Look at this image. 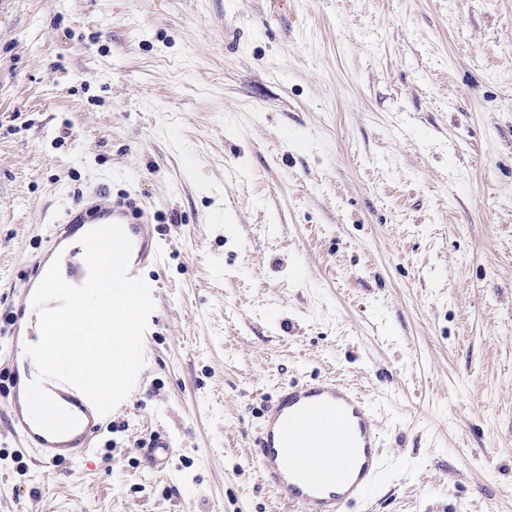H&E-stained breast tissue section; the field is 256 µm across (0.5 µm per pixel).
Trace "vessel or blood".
I'll use <instances>...</instances> for the list:
<instances>
[{"instance_id": "vessel-or-blood-1", "label": "vessel or blood", "mask_w": 512, "mask_h": 512, "mask_svg": "<svg viewBox=\"0 0 512 512\" xmlns=\"http://www.w3.org/2000/svg\"><path fill=\"white\" fill-rule=\"evenodd\" d=\"M121 224L132 243L130 276H145L159 260L154 243L155 228L147 209L133 198L105 203L100 192L89 195L66 220L53 224L45 252L34 263V272L17 301L18 314L8 325L12 352L19 355L25 345L39 339L38 317L32 296L53 259H60L67 282L79 285L88 277V267L79 248L64 249L74 227ZM37 376L35 362H28L24 375L9 382L8 422L21 447L32 449L40 462L55 465L86 457L105 418L75 387L55 380L44 381V389L79 424L73 430L51 435L32 421L25 398L26 387ZM261 421L251 443V458L259 481L283 494L295 512H348L349 506L368 497L381 471L378 453L380 430L375 409L361 393L342 380L322 376L300 379L276 389L262 408ZM339 448L340 467L304 456L305 448ZM153 470L167 466L173 444L168 435L154 433L140 450Z\"/></svg>"}]
</instances>
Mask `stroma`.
<instances>
[{"label": "stroma", "mask_w": 512, "mask_h": 512, "mask_svg": "<svg viewBox=\"0 0 512 512\" xmlns=\"http://www.w3.org/2000/svg\"><path fill=\"white\" fill-rule=\"evenodd\" d=\"M102 186L162 251L142 380L49 468L0 396V512H284L260 408L328 375L379 408L352 512H512V0H0V326ZM173 444L168 435L156 432L143 448H137L146 465L152 470H160L169 464L173 454Z\"/></svg>", "instance_id": "1"}]
</instances>
